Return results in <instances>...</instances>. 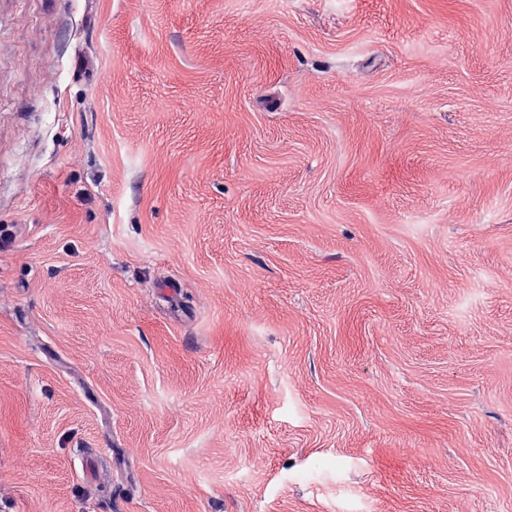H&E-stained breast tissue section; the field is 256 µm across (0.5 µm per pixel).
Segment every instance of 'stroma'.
<instances>
[{"mask_svg":"<svg viewBox=\"0 0 512 512\" xmlns=\"http://www.w3.org/2000/svg\"><path fill=\"white\" fill-rule=\"evenodd\" d=\"M0 512H512V0H0Z\"/></svg>","mask_w":512,"mask_h":512,"instance_id":"35a3bbf8","label":"stroma"}]
</instances>
